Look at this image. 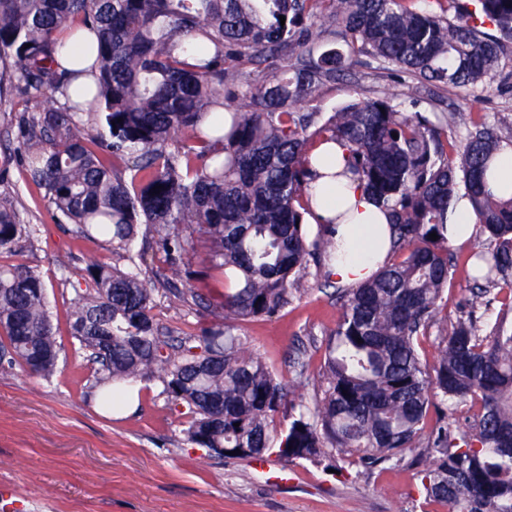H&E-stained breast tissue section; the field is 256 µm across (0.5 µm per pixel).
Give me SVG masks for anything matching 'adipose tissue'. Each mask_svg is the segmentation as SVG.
I'll list each match as a JSON object with an SVG mask.
<instances>
[{"label":"adipose tissue","mask_w":512,"mask_h":512,"mask_svg":"<svg viewBox=\"0 0 512 512\" xmlns=\"http://www.w3.org/2000/svg\"><path fill=\"white\" fill-rule=\"evenodd\" d=\"M315 186L327 188L337 200L334 210L317 208L319 218L336 214V238L347 250L345 259L332 263L331 279L343 286H355L370 278L386 260L389 249L388 216L352 181L328 178L318 170Z\"/></svg>","instance_id":"ef3b65f1"}]
</instances>
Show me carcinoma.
<instances>
[{"instance_id": "carcinoma-1", "label": "carcinoma", "mask_w": 512, "mask_h": 512, "mask_svg": "<svg viewBox=\"0 0 512 512\" xmlns=\"http://www.w3.org/2000/svg\"><path fill=\"white\" fill-rule=\"evenodd\" d=\"M316 1L320 25L339 26L348 52L308 49L313 26L304 19ZM470 2L451 20L405 0H0V91L41 107L10 117L19 161L76 238L129 254L146 227L163 264L156 282L167 290L192 275L194 239H202L200 278L222 284L224 316L274 315L302 290L309 264L329 280L336 224L319 223L312 236L305 216L327 204L312 187L313 151L337 142L348 153L343 174L387 213L400 255L337 290L342 314L311 403L287 399L239 336L220 328L200 338L159 335L154 289L133 257L124 269L89 263L66 325L97 365L96 383L108 386L104 409L120 408L127 384L158 380L167 400L187 409V440L214 452L245 448L260 460L275 448L294 462L338 451L377 465L424 446L436 453L422 481L426 500L448 512H512V330L481 335L475 314L490 303L485 288L465 299L466 315L438 319L448 209L461 191L493 243L472 255L475 272L488 285H512V197L486 190L512 126L473 124L456 158L441 125L388 97H362L321 124L298 109L361 55L429 82L483 84L512 47V0ZM74 22L96 36L98 112L87 121L82 102L66 94L78 73L57 60L59 32ZM486 24L496 36L482 35ZM229 61L253 66L262 80ZM101 152L123 168L106 166ZM32 239L15 203L0 198V252ZM433 327L440 349L428 367L416 343ZM58 337L40 274L0 265V355L50 377ZM468 398L480 409L458 435L447 412ZM287 404L288 427L278 430L275 415ZM432 406L440 417L422 443Z\"/></svg>"}]
</instances>
